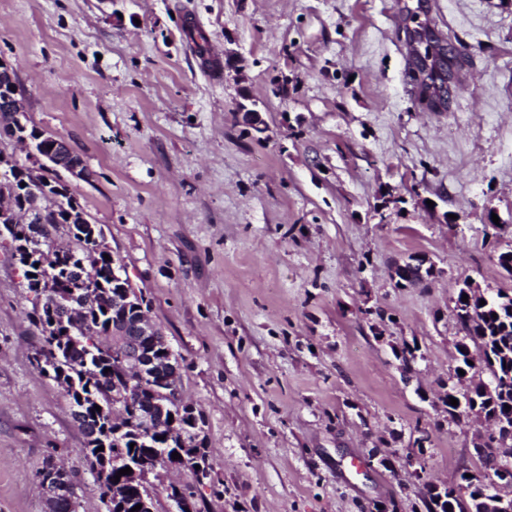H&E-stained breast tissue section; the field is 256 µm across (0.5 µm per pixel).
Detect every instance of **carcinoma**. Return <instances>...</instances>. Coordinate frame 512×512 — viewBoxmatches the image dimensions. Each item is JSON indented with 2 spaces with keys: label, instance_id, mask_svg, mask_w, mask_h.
<instances>
[{
  "label": "carcinoma",
  "instance_id": "obj_1",
  "mask_svg": "<svg viewBox=\"0 0 512 512\" xmlns=\"http://www.w3.org/2000/svg\"><path fill=\"white\" fill-rule=\"evenodd\" d=\"M462 61L456 55L450 66L424 56L415 58L412 66L418 96L432 109L447 106L448 99L439 94V86L452 76V66ZM8 176L0 180V199H8L10 215H0V224L10 221L15 213H29L31 220L14 225L10 240L0 239V248L11 252L22 268L25 288L33 294L28 317L40 331L36 356L53 362L51 378L67 396L69 409L80 425L90 422L98 426V435H84L82 453L96 467L102 497L111 489L112 473L105 472L104 459L127 455L151 464L162 454L181 458L176 463L195 471V460H206L203 433L204 419L189 406H173L176 415L175 434L158 440L148 433L141 410L143 406L123 404L127 382L114 351L119 341L112 338V303L117 285L112 283V261L104 258L103 242L92 238V224L83 208L68 192L59 175L48 179L39 170L30 169L16 160L6 161ZM66 236L75 247L55 250L57 239ZM84 264L94 271L95 280L83 287V294L73 300L78 322L95 338L107 336L110 341L87 349L63 333L56 319L57 299L73 287L74 269ZM468 301H462L463 296ZM485 304H480V301ZM456 321L465 331L464 341L457 344L460 365L469 372L477 361L488 372V381L475 382L463 395L465 406H453L450 387L440 400L448 417L461 413L480 415L512 427V294L499 291L486 297L478 288L463 281L453 309ZM123 404L119 422L112 420L113 405ZM104 450H98V447ZM469 489V500L450 497L448 488L425 485L421 503L425 512H481L483 486L460 475Z\"/></svg>",
  "mask_w": 512,
  "mask_h": 512
}]
</instances>
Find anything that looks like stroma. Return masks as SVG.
Wrapping results in <instances>:
<instances>
[{
	"label": "stroma",
	"instance_id": "obj_1",
	"mask_svg": "<svg viewBox=\"0 0 512 512\" xmlns=\"http://www.w3.org/2000/svg\"><path fill=\"white\" fill-rule=\"evenodd\" d=\"M415 30L465 54L437 112ZM0 59L30 125L89 169L69 191L178 357L205 420L200 512H412L480 470L484 425L437 396L462 281L512 294V0H0ZM413 256L436 275L397 287ZM22 281L0 249V512H47L48 459L78 512H106Z\"/></svg>",
	"mask_w": 512,
	"mask_h": 512
}]
</instances>
